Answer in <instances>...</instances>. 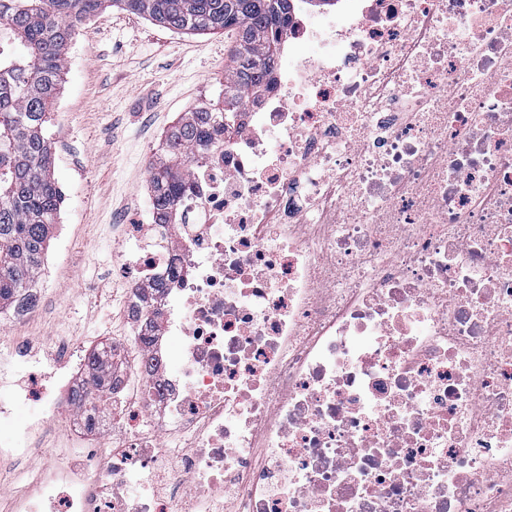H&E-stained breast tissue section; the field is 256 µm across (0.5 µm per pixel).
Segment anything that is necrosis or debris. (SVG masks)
<instances>
[{
	"mask_svg": "<svg viewBox=\"0 0 512 512\" xmlns=\"http://www.w3.org/2000/svg\"><path fill=\"white\" fill-rule=\"evenodd\" d=\"M336 3L297 0L282 43L311 54L171 223L127 226L100 436L4 512H512V0ZM46 344L52 390L0 347V423L39 402L36 444L86 417L83 342Z\"/></svg>",
	"mask_w": 512,
	"mask_h": 512,
	"instance_id": "1",
	"label": "necrosis or debris"
}]
</instances>
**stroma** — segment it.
I'll use <instances>...</instances> for the list:
<instances>
[{
  "mask_svg": "<svg viewBox=\"0 0 512 512\" xmlns=\"http://www.w3.org/2000/svg\"><path fill=\"white\" fill-rule=\"evenodd\" d=\"M224 40L220 33L173 32L115 7L80 28L47 127L64 202L39 300L27 317L0 319V332L30 351L18 380L53 386V352L42 338L119 344L131 335L126 281L113 251L125 225L152 215L150 164L165 133L182 113L217 101ZM52 443L28 453L21 469L1 466L0 492H23L32 471L52 467Z\"/></svg>",
  "mask_w": 512,
  "mask_h": 512,
  "instance_id": "stroma-1",
  "label": "stroma"
}]
</instances>
